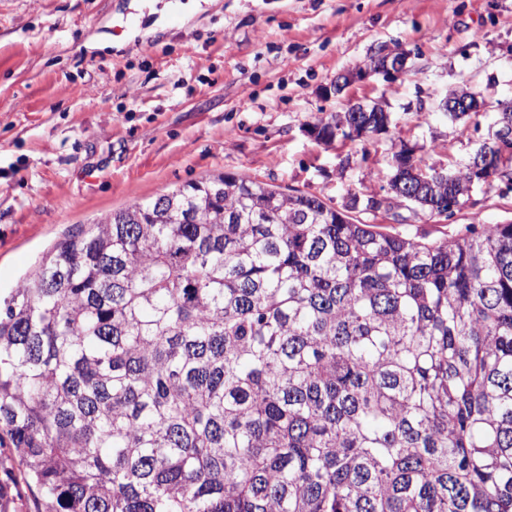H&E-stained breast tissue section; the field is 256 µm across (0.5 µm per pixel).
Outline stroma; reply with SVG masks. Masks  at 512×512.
Here are the masks:
<instances>
[{"label":"stroma","mask_w":512,"mask_h":512,"mask_svg":"<svg viewBox=\"0 0 512 512\" xmlns=\"http://www.w3.org/2000/svg\"><path fill=\"white\" fill-rule=\"evenodd\" d=\"M408 71L342 94L337 74L371 48ZM468 86L487 117L438 110ZM512 101V0H0V293L21 287L68 233L191 180L246 176L348 209L354 221L441 241L512 221V189L475 187L452 219L382 197L396 154L459 168ZM392 112L372 139L319 141V119L352 104ZM0 447V512H42Z\"/></svg>","instance_id":"1"}]
</instances>
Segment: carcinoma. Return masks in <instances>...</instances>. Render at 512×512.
<instances>
[{"label":"carcinoma","instance_id":"cac0c4a2","mask_svg":"<svg viewBox=\"0 0 512 512\" xmlns=\"http://www.w3.org/2000/svg\"><path fill=\"white\" fill-rule=\"evenodd\" d=\"M495 125L390 197L512 184ZM2 436L45 512H512V222L423 241L228 174L131 204L0 298Z\"/></svg>","mask_w":512,"mask_h":512}]
</instances>
